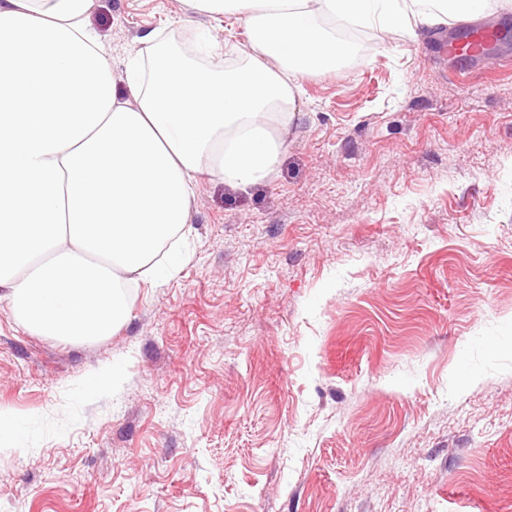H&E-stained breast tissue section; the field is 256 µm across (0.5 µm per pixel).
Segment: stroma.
Listing matches in <instances>:
<instances>
[{
  "label": "stroma",
  "mask_w": 512,
  "mask_h": 512,
  "mask_svg": "<svg viewBox=\"0 0 512 512\" xmlns=\"http://www.w3.org/2000/svg\"><path fill=\"white\" fill-rule=\"evenodd\" d=\"M117 58L184 0H93ZM369 30L272 176L202 177L182 270L72 342L0 300V512H512V65ZM121 378L91 388L113 367Z\"/></svg>",
  "instance_id": "obj_1"
}]
</instances>
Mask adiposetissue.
<instances>
[{"label":"adipose tissue","instance_id":"1","mask_svg":"<svg viewBox=\"0 0 512 512\" xmlns=\"http://www.w3.org/2000/svg\"><path fill=\"white\" fill-rule=\"evenodd\" d=\"M244 20L249 48L196 32L190 56L163 31L117 64L88 22L92 0H0V299L31 332L111 335L129 289L185 262L201 176L246 188L284 149L300 80L350 60L323 20L415 32L487 0H187ZM128 95L120 97L116 80Z\"/></svg>","mask_w":512,"mask_h":512}]
</instances>
